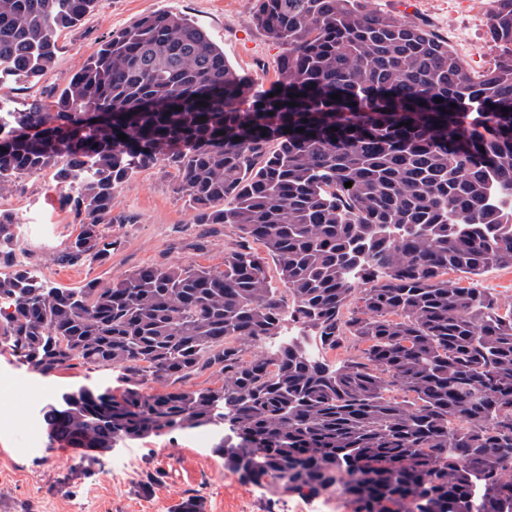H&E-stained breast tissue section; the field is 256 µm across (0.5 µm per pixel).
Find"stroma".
<instances>
[{
  "mask_svg": "<svg viewBox=\"0 0 512 512\" xmlns=\"http://www.w3.org/2000/svg\"><path fill=\"white\" fill-rule=\"evenodd\" d=\"M367 6L424 22L448 40L472 73L493 63L488 13L474 10L472 0H368ZM163 11L183 13L204 28L250 81L277 80L281 49L256 24L255 0H99L78 26L61 33L54 63L39 82L8 79L0 83V95L19 109L50 99L107 36L143 15ZM0 208L24 222L29 271L64 287L93 279L107 284L155 264L219 267L225 249L238 239L233 225L195 223L193 211L174 189L171 171L159 165L143 170L117 192L113 213L134 215L135 221L107 225L120 246L102 265L61 261L78 227L60 207L52 171L20 178L12 192L0 197ZM119 375L111 368L77 367L46 382L55 390L100 384L118 395L124 389ZM27 443L24 432L0 429V512H175L189 496L200 499L201 512H356L355 504L339 493H286L270 479L242 478L225 467L197 432L174 431L137 441L98 462L89 461L84 449L46 442L39 452L26 455L22 449Z\"/></svg>",
  "mask_w": 512,
  "mask_h": 512,
  "instance_id": "35a3bbf8",
  "label": "stroma"
}]
</instances>
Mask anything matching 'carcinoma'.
Wrapping results in <instances>:
<instances>
[{
	"instance_id": "cac0c4a2",
	"label": "carcinoma",
	"mask_w": 512,
	"mask_h": 512,
	"mask_svg": "<svg viewBox=\"0 0 512 512\" xmlns=\"http://www.w3.org/2000/svg\"><path fill=\"white\" fill-rule=\"evenodd\" d=\"M366 2L255 0L283 48L268 86L186 15H145L53 100L9 111L0 197L54 170L79 225L67 262L112 257L103 225L133 223L112 199L155 165L196 223L238 231L222 268L158 264L64 288L32 283L0 210V265L13 268L0 348L43 376L112 367L125 382L118 397L89 387L48 405L49 442L102 454L205 429L242 476L338 491L357 512H512V308L474 284L512 268V0H493L494 63L479 75L447 40ZM96 3L0 0V67L39 81ZM290 325L303 341L247 355ZM349 339L360 354L338 367L306 346ZM206 370L221 385H186Z\"/></svg>"
}]
</instances>
